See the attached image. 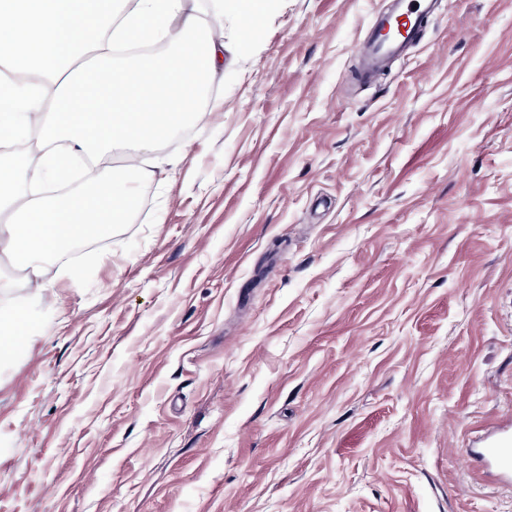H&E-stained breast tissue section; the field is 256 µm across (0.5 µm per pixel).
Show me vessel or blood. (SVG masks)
<instances>
[{
  "mask_svg": "<svg viewBox=\"0 0 512 512\" xmlns=\"http://www.w3.org/2000/svg\"><path fill=\"white\" fill-rule=\"evenodd\" d=\"M433 2L434 0H396L394 13L403 18L404 31L395 38H385L381 33L387 22L386 16L373 17L366 37L356 47V54L361 60V82H371L380 68L407 54L429 19ZM477 455L503 479H512V431L496 437L489 447L479 449Z\"/></svg>",
  "mask_w": 512,
  "mask_h": 512,
  "instance_id": "vessel-or-blood-1",
  "label": "vessel or blood"
}]
</instances>
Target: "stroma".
Returning <instances> with one entry per match:
<instances>
[{
  "instance_id": "35a3bbf8",
  "label": "stroma",
  "mask_w": 512,
  "mask_h": 512,
  "mask_svg": "<svg viewBox=\"0 0 512 512\" xmlns=\"http://www.w3.org/2000/svg\"><path fill=\"white\" fill-rule=\"evenodd\" d=\"M389 2L196 0L224 73L126 222L43 299L0 254V512H512V0L359 83ZM265 2V0H229L228 11L241 15L248 24L253 25L264 14ZM22 324L19 307L4 308L0 305V354L8 353L18 337ZM471 452L505 480L512 479V428L491 441L489 447Z\"/></svg>"
}]
</instances>
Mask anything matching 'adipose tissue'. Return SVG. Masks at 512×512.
<instances>
[{"instance_id": "ef3b65f1", "label": "adipose tissue", "mask_w": 512, "mask_h": 512, "mask_svg": "<svg viewBox=\"0 0 512 512\" xmlns=\"http://www.w3.org/2000/svg\"><path fill=\"white\" fill-rule=\"evenodd\" d=\"M0 138L36 141L41 178L102 144L151 151L195 112L203 84L224 71V45L200 39L186 0H0ZM136 32L170 42L162 58L116 64L112 49ZM202 53H194L196 42ZM133 173L98 178L91 190L29 191L21 169L0 160V251L48 291L45 261L115 224L136 204Z\"/></svg>"}]
</instances>
